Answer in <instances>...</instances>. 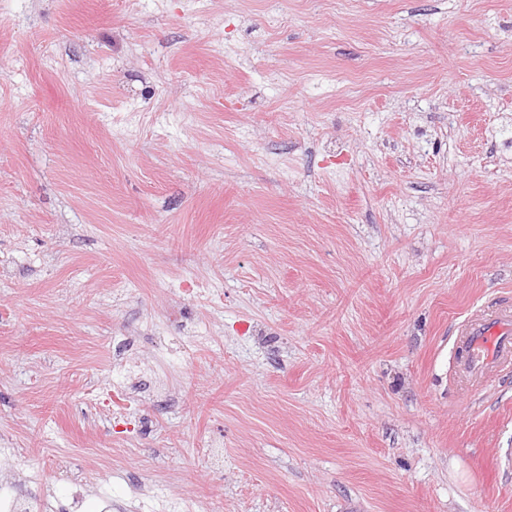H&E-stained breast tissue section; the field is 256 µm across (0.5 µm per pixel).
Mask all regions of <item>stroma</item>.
I'll return each instance as SVG.
<instances>
[{
    "mask_svg": "<svg viewBox=\"0 0 512 512\" xmlns=\"http://www.w3.org/2000/svg\"><path fill=\"white\" fill-rule=\"evenodd\" d=\"M512 0H0V497L512 512ZM463 370L483 377L512 364V307L494 313H476L460 325Z\"/></svg>",
    "mask_w": 512,
    "mask_h": 512,
    "instance_id": "1",
    "label": "stroma"
}]
</instances>
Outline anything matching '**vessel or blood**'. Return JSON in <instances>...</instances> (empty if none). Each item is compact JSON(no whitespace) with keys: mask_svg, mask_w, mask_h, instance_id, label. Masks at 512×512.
I'll use <instances>...</instances> for the list:
<instances>
[{"mask_svg":"<svg viewBox=\"0 0 512 512\" xmlns=\"http://www.w3.org/2000/svg\"><path fill=\"white\" fill-rule=\"evenodd\" d=\"M459 334L469 376L483 377L512 364V309L474 314L462 322Z\"/></svg>","mask_w":512,"mask_h":512,"instance_id":"1","label":"vessel or blood"}]
</instances>
